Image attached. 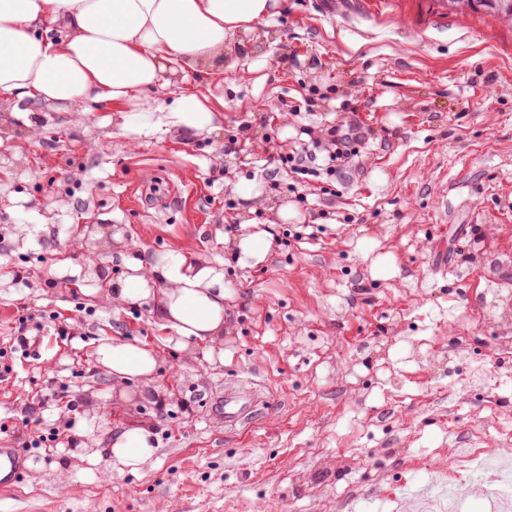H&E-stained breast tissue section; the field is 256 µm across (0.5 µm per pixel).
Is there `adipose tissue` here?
<instances>
[{
    "mask_svg": "<svg viewBox=\"0 0 512 512\" xmlns=\"http://www.w3.org/2000/svg\"><path fill=\"white\" fill-rule=\"evenodd\" d=\"M285 0H0V95L75 105L109 102L123 129L137 134L178 132L192 137L220 130L222 118L206 96L189 89L172 103L148 95L171 75L206 65L224 69V50L237 34L279 15ZM63 29L48 39L45 31ZM95 239L119 242L113 259L127 269L106 294L128 304H154L176 349L194 353L224 342V266L188 259L172 250L156 260L122 245L120 232L92 227ZM99 367L120 382H151L154 349L140 342L102 339L94 349ZM150 432L124 430L108 453L113 463L138 469L152 458Z\"/></svg>",
    "mask_w": 512,
    "mask_h": 512,
    "instance_id": "adipose-tissue-1",
    "label": "adipose tissue"
}]
</instances>
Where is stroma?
<instances>
[{
	"instance_id": "stroma-1",
	"label": "stroma",
	"mask_w": 512,
	"mask_h": 512,
	"mask_svg": "<svg viewBox=\"0 0 512 512\" xmlns=\"http://www.w3.org/2000/svg\"><path fill=\"white\" fill-rule=\"evenodd\" d=\"M243 41L223 76L151 93L223 98L211 135L132 141L106 102L0 98V442L26 466L0 512H412L413 487L455 449L512 435L505 326L478 317L487 284L512 289V22L437 0H287ZM333 125L364 134L348 163L303 180L276 169L282 153L327 155ZM287 205L297 216L280 220ZM35 213L53 230L21 246ZM246 222L274 237L251 267L229 259ZM71 224L121 228L149 258L223 262L222 350L186 355L151 305L55 274L87 261ZM458 336L459 363L417 361ZM104 338L155 349L153 382L98 369ZM478 365L485 381L467 384ZM231 388L257 399L233 428L213 407ZM134 424L156 450L137 471L108 454ZM355 451L368 464L323 471Z\"/></svg>"
}]
</instances>
